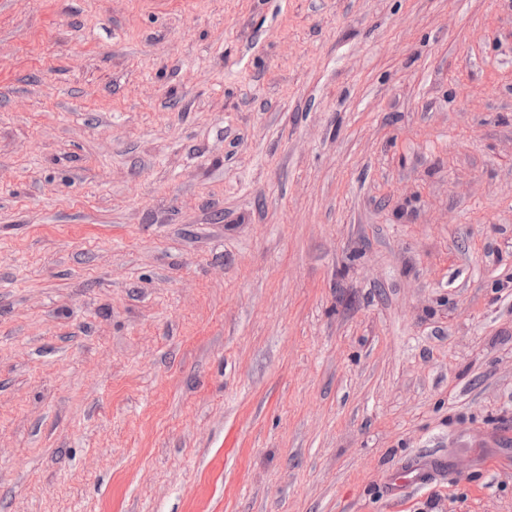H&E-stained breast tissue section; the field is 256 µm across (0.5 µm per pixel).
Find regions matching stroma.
Returning <instances> with one entry per match:
<instances>
[{
	"label": "stroma",
	"instance_id": "stroma-1",
	"mask_svg": "<svg viewBox=\"0 0 512 512\" xmlns=\"http://www.w3.org/2000/svg\"><path fill=\"white\" fill-rule=\"evenodd\" d=\"M0 512H512V0H0Z\"/></svg>",
	"mask_w": 512,
	"mask_h": 512
}]
</instances>
